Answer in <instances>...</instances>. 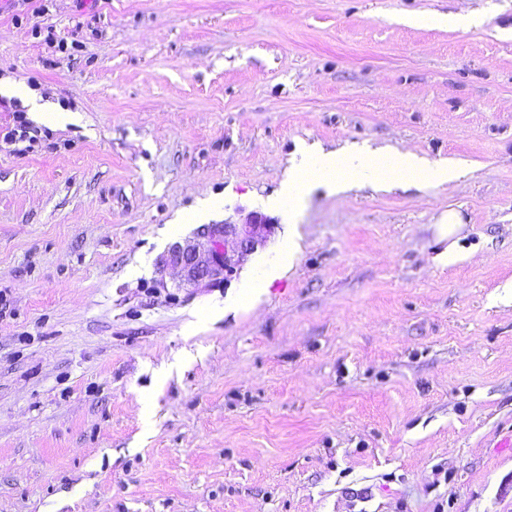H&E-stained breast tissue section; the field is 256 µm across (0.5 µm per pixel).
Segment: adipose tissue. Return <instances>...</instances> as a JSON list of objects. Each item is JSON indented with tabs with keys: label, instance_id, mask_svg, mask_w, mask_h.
Returning a JSON list of instances; mask_svg holds the SVG:
<instances>
[{
	"label": "adipose tissue",
	"instance_id": "ef3b65f1",
	"mask_svg": "<svg viewBox=\"0 0 512 512\" xmlns=\"http://www.w3.org/2000/svg\"><path fill=\"white\" fill-rule=\"evenodd\" d=\"M296 175L265 200L268 208L295 214L311 192L323 188L339 193L363 182L378 188H397L406 182L444 185L459 178L460 168L451 160L430 161L412 152H391L366 144H349L326 151L300 145Z\"/></svg>",
	"mask_w": 512,
	"mask_h": 512
}]
</instances>
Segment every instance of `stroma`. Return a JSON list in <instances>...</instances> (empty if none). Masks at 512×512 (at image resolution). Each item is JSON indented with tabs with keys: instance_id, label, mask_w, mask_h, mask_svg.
Masks as SVG:
<instances>
[{
	"instance_id": "1",
	"label": "stroma",
	"mask_w": 512,
	"mask_h": 512,
	"mask_svg": "<svg viewBox=\"0 0 512 512\" xmlns=\"http://www.w3.org/2000/svg\"><path fill=\"white\" fill-rule=\"evenodd\" d=\"M0 82L82 117L0 134V512H512V0H0ZM302 141L467 174L315 191L218 287L158 273ZM435 225L438 241H448V245L435 257V261L445 267L458 256L460 237L457 236L461 233L464 222L458 211L450 209L439 217ZM300 251V243L298 239H291L288 241V248L282 253L279 262L271 266L266 274L264 282L257 284L254 281H249L243 286L242 294L238 300L237 307H253L255 302L260 298L262 292L266 287L271 284L275 279L282 277L288 272L295 258Z\"/></svg>"
}]
</instances>
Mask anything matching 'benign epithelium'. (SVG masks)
Returning <instances> with one entry per match:
<instances>
[{"label":"benign epithelium","instance_id":"benign-epithelium-1","mask_svg":"<svg viewBox=\"0 0 512 512\" xmlns=\"http://www.w3.org/2000/svg\"><path fill=\"white\" fill-rule=\"evenodd\" d=\"M271 230L270 219L258 212L248 214L241 224H203L195 243L168 249L160 259L159 270L176 269L189 285L221 283Z\"/></svg>","mask_w":512,"mask_h":512}]
</instances>
